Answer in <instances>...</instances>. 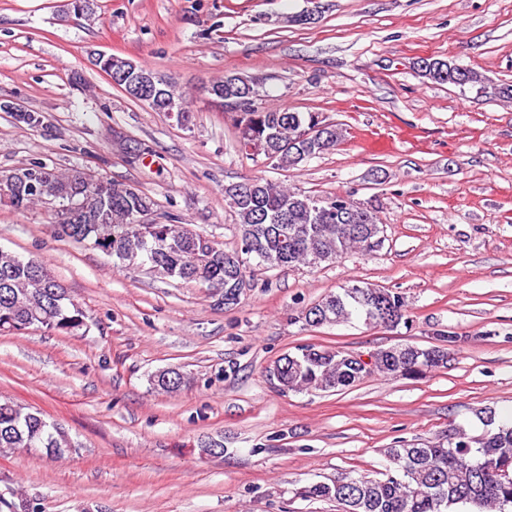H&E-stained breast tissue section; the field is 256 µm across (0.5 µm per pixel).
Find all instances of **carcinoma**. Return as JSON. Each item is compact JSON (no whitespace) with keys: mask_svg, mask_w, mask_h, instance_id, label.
<instances>
[{"mask_svg":"<svg viewBox=\"0 0 512 512\" xmlns=\"http://www.w3.org/2000/svg\"><path fill=\"white\" fill-rule=\"evenodd\" d=\"M421 76L433 83L470 86L485 90V78L476 70L450 59H422L417 62ZM214 96L244 98L256 83L238 75H226L209 83ZM162 97L188 110L183 93L170 81H161ZM313 112L264 109L238 113L240 143H261L274 155L271 165L294 168L336 149L345 137L336 124L318 138L304 133L313 124ZM79 171L51 170L45 196L23 191L7 200L17 210L43 202L66 204L82 196ZM112 205L100 222L90 217L83 224L53 227L54 234L77 243H90L129 266V254L137 253L148 270L160 279L195 282L224 294L226 306H233V282L238 275L251 276L250 257L259 265L294 267L333 262L352 250L370 253L382 245L381 227L375 211L366 213L359 224H351L336 210H315L317 197L286 189L263 177L247 179L224 187V197L238 221V240L230 249L182 224H159L155 236L141 238L133 232L132 214L151 201L143 193L133 195L129 186L108 179L103 185ZM37 258L25 259L0 248V334H21L35 327L60 336H83L89 331L86 310L70 298L68 291ZM385 295L390 322L371 315L376 294ZM405 300L397 293L366 283L339 289L301 311L299 319L309 327L348 321L352 316L368 326L393 327L405 319ZM448 347L432 350L402 343L398 351H377L376 364L362 370L345 351L306 345L308 353L286 354L276 360L279 385L287 391H336L354 385L373 373L417 378L443 367L448 348L457 336L444 337ZM191 383V375L169 373L154 376L156 389L174 394ZM483 432L471 436L462 428L429 445H394L384 449L390 468L382 478L349 474L332 483L307 487V498L333 500L343 512H509L512 508V421H496L490 408L476 413ZM33 449L61 457L74 448L61 424L47 420L40 412L10 400L0 399V451Z\"/></svg>","mask_w":512,"mask_h":512,"instance_id":"1","label":"carcinoma"}]
</instances>
